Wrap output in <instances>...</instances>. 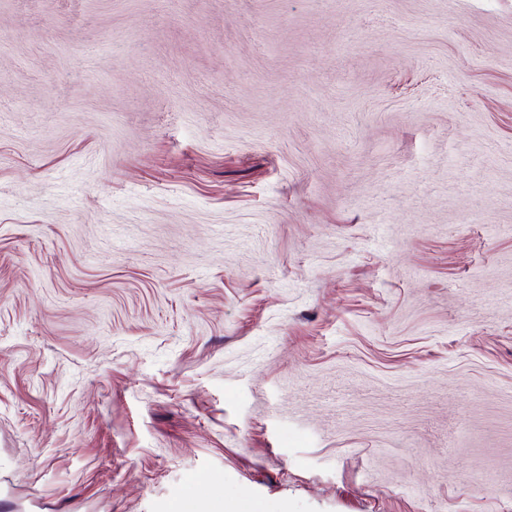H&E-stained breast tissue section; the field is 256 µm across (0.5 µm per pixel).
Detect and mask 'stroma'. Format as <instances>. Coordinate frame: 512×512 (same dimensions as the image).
Returning <instances> with one entry per match:
<instances>
[{"mask_svg": "<svg viewBox=\"0 0 512 512\" xmlns=\"http://www.w3.org/2000/svg\"><path fill=\"white\" fill-rule=\"evenodd\" d=\"M512 512V0H0V512Z\"/></svg>", "mask_w": 512, "mask_h": 512, "instance_id": "obj_1", "label": "stroma"}]
</instances>
